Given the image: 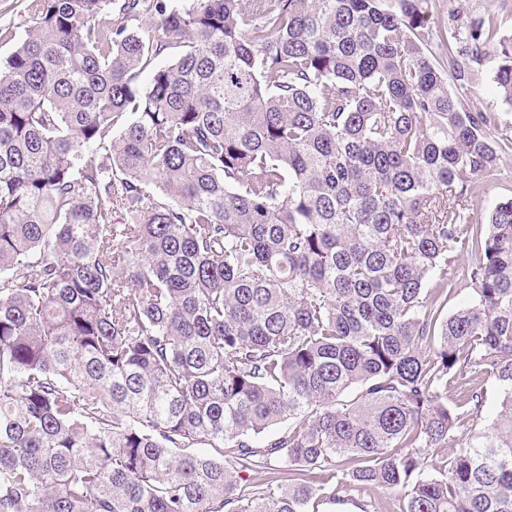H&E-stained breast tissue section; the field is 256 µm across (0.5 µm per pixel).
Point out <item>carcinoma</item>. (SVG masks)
I'll use <instances>...</instances> for the list:
<instances>
[{
    "instance_id": "1",
    "label": "carcinoma",
    "mask_w": 512,
    "mask_h": 512,
    "mask_svg": "<svg viewBox=\"0 0 512 512\" xmlns=\"http://www.w3.org/2000/svg\"><path fill=\"white\" fill-rule=\"evenodd\" d=\"M433 8L30 0L0 61V512H512V198L448 209L512 136L469 103L483 26ZM474 375L500 409L462 432ZM344 499L345 502L343 503H336V505L327 504L320 506L319 509L322 512H362V510H367V512H386L384 506L387 505V502H385V500L382 504L378 502V498L373 492L360 496L352 493ZM370 500L372 503H369ZM363 504H373L376 509L367 508Z\"/></svg>"
}]
</instances>
